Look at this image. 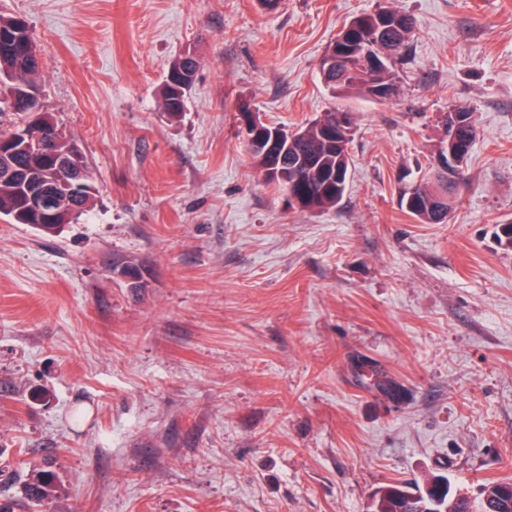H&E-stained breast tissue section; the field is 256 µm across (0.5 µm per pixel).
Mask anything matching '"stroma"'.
<instances>
[{
    "instance_id": "stroma-1",
    "label": "stroma",
    "mask_w": 512,
    "mask_h": 512,
    "mask_svg": "<svg viewBox=\"0 0 512 512\" xmlns=\"http://www.w3.org/2000/svg\"><path fill=\"white\" fill-rule=\"evenodd\" d=\"M384 1L0 0L96 189L52 235L0 219V448L57 473L50 512H367L438 476L479 512L512 480V0H388L416 19L398 94L334 96L323 56ZM454 104L478 137L423 224L399 199ZM245 106L291 129L351 112L338 208L266 182ZM188 58L195 59L193 56L188 54L175 59L171 65L175 64L180 59V61L182 62ZM196 67V61L192 59L186 60L184 63V68H186L187 70H194L195 72ZM187 70H182L179 68L174 69L172 73L170 70L166 77L167 79L164 80V84L162 87V106L165 108L167 114L173 119L179 118L182 115V112H184L185 110L187 94L184 91H182V89H184V86L188 81ZM168 82L176 89L178 95L182 91V96H180L179 98L175 97L173 95V87H171Z\"/></svg>"
}]
</instances>
